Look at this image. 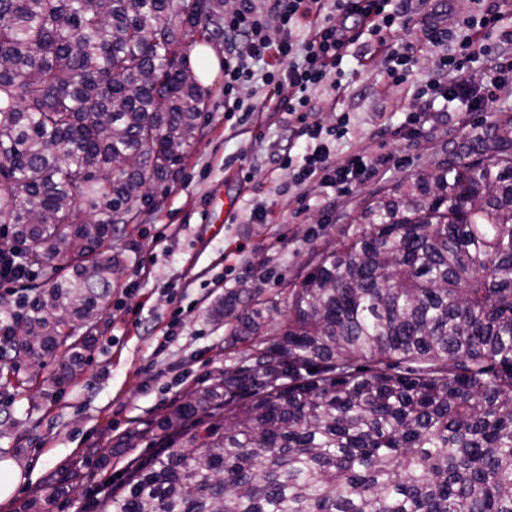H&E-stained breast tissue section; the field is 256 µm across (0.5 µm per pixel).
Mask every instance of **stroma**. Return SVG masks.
I'll return each instance as SVG.
<instances>
[{"label":"stroma","mask_w":512,"mask_h":512,"mask_svg":"<svg viewBox=\"0 0 512 512\" xmlns=\"http://www.w3.org/2000/svg\"><path fill=\"white\" fill-rule=\"evenodd\" d=\"M512 10V0H410L405 26L386 40L412 57L407 82L392 83L386 57L377 47L366 56L344 57L342 90L316 94L315 120L332 129L341 112L351 123L332 141L336 164L358 155L377 160L364 181L336 193L322 206L319 185L298 187L275 159L288 133L281 113H236L224 117V78L204 88L201 134L177 175L154 185L153 202L126 234L113 237L100 259L122 255L124 275L112 285L98 325L94 350L76 375H62V355L28 354L0 361V461L11 462L19 483L0 512H27L31 500L45 512H92L103 484L127 473L131 462L156 446L159 422L212 378L237 368L243 347H228V330L209 311L225 294L255 288L287 293L316 249L340 239L363 200L388 189L430 162L452 142H460L500 115L512 114V86L480 109L439 103L418 87L443 59L459 55L455 39L433 45L429 28L457 31L465 17L490 9ZM477 61L463 74L482 90L487 67L512 51V39L488 34ZM422 122L408 132V111ZM252 181H245L246 171ZM265 206L267 222L252 221ZM232 217H225L224 209ZM135 294H128L130 281ZM171 339H164L167 327ZM63 493H54L58 481Z\"/></svg>","instance_id":"stroma-1"}]
</instances>
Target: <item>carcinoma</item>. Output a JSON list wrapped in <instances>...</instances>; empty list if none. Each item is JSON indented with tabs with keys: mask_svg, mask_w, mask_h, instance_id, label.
<instances>
[{
	"mask_svg": "<svg viewBox=\"0 0 512 512\" xmlns=\"http://www.w3.org/2000/svg\"><path fill=\"white\" fill-rule=\"evenodd\" d=\"M216 0H0V254L62 257L12 345L93 350L97 259L178 173L206 102L186 28ZM284 298L224 296L251 347L160 424L99 512H512V116L369 195ZM216 420L198 430L195 416Z\"/></svg>",
	"mask_w": 512,
	"mask_h": 512,
	"instance_id": "cac0c4a2",
	"label": "carcinoma"
}]
</instances>
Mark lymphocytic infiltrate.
I'll return each instance as SVG.
<instances>
[{
	"label": "lymphocytic infiltrate",
	"mask_w": 512,
	"mask_h": 512,
	"mask_svg": "<svg viewBox=\"0 0 512 512\" xmlns=\"http://www.w3.org/2000/svg\"><path fill=\"white\" fill-rule=\"evenodd\" d=\"M263 9H256V2ZM407 0H236L224 15V110L235 114L275 111L288 117L289 140L304 139L301 154L284 153L281 165L292 171L296 183H317L325 195L336 194L364 176L368 162L351 157L336 165L322 126L312 120L316 107L312 91L336 76L343 58L361 51L362 37L381 36L399 24L407 12ZM311 37L297 41L298 29ZM278 39H271V32ZM265 62L264 96L250 104L239 99L240 87L254 78L252 63ZM456 58L444 59L425 84L427 92L446 103L467 100L469 85L460 79ZM292 93L281 97L282 87Z\"/></svg>",
	"instance_id": "1"
}]
</instances>
